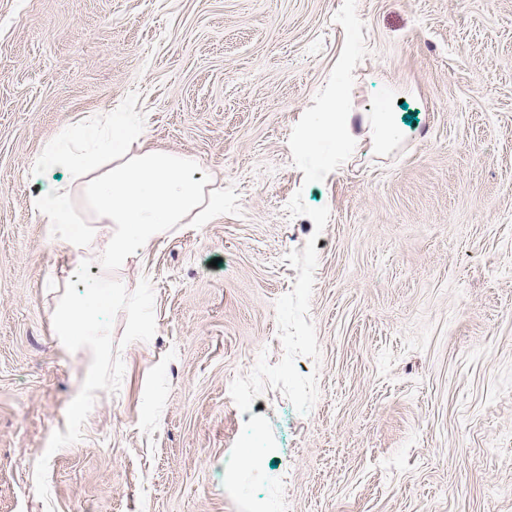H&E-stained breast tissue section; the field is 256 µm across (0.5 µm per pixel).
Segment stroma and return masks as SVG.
<instances>
[{"label":"stroma","mask_w":512,"mask_h":512,"mask_svg":"<svg viewBox=\"0 0 512 512\" xmlns=\"http://www.w3.org/2000/svg\"><path fill=\"white\" fill-rule=\"evenodd\" d=\"M119 105L224 214L75 272L31 161ZM254 501L512 512V0H0V512ZM316 123L306 126L299 143L305 149H312L319 140L327 137H339L354 141L350 131L349 116L343 110L342 93L336 88L327 94L314 110ZM88 322L85 313L78 308L68 309L61 317V326L66 336H84Z\"/></svg>","instance_id":"35a3bbf8"}]
</instances>
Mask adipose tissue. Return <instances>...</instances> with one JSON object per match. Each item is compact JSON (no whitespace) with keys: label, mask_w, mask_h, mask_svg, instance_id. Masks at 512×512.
<instances>
[{"label":"adipose tissue","mask_w":512,"mask_h":512,"mask_svg":"<svg viewBox=\"0 0 512 512\" xmlns=\"http://www.w3.org/2000/svg\"><path fill=\"white\" fill-rule=\"evenodd\" d=\"M316 121L299 142L313 148L327 137L351 140L342 93L332 90L318 104ZM145 126L137 113L108 112L102 120L80 122L61 132L34 159V169L68 168L71 183L32 197L30 206L53 243L67 255L73 270L87 265L119 267L144 252L170 225L208 224L224 210V197L206 193L199 161L190 155L145 147ZM81 193L93 213L95 251L69 233L79 223L72 196Z\"/></svg>","instance_id":"ef3b65f1"}]
</instances>
